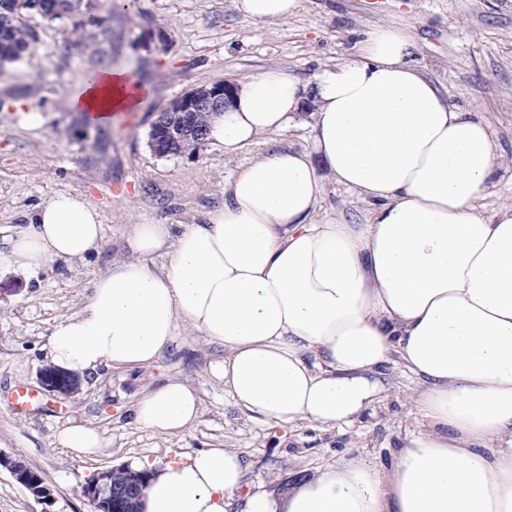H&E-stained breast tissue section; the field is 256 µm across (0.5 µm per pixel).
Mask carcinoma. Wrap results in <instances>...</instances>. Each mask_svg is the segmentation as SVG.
<instances>
[{
	"instance_id": "obj_1",
	"label": "carcinoma",
	"mask_w": 512,
	"mask_h": 512,
	"mask_svg": "<svg viewBox=\"0 0 512 512\" xmlns=\"http://www.w3.org/2000/svg\"><path fill=\"white\" fill-rule=\"evenodd\" d=\"M83 0H0V61H17L32 53L35 41L33 29L23 17L34 14L48 21L67 19L71 29L66 33V48L82 45L83 32L88 27L101 28L108 36L111 50L114 32L106 26L107 17L82 8ZM200 150L199 141L186 137L174 143L171 153L193 156Z\"/></svg>"
}]
</instances>
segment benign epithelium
I'll list each match as a JSON object with an SVG mask.
<instances>
[{
    "mask_svg": "<svg viewBox=\"0 0 512 512\" xmlns=\"http://www.w3.org/2000/svg\"><path fill=\"white\" fill-rule=\"evenodd\" d=\"M235 84L220 80L198 86L172 101L158 113L153 125L164 128L168 134L183 132L195 136L200 142L207 134L194 121L198 112L218 113L231 99ZM9 471L13 479L24 487L33 498L43 504L51 497L42 477L20 460L0 453V469ZM120 468L112 467L97 472L85 484L82 493L93 505L94 512H141L144 495L142 486L119 480Z\"/></svg>",
    "mask_w": 512,
    "mask_h": 512,
    "instance_id": "7a95c632",
    "label": "benign epithelium"
}]
</instances>
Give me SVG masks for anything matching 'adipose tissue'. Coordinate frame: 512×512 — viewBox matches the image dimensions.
<instances>
[{
	"instance_id": "obj_1",
	"label": "adipose tissue",
	"mask_w": 512,
	"mask_h": 512,
	"mask_svg": "<svg viewBox=\"0 0 512 512\" xmlns=\"http://www.w3.org/2000/svg\"><path fill=\"white\" fill-rule=\"evenodd\" d=\"M410 34L370 30L360 52L307 85L273 68L239 81L209 138L234 152L285 131L316 104L313 151L268 144L224 187L205 223L172 234L134 224L129 261L97 277L54 327L52 363L82 375L152 364L189 324L224 348L212 369L233 404L276 425L352 426L387 390L399 358L421 386L391 468L317 472L287 498L245 487L233 448L154 468L143 512H512V208L488 218L496 153L489 128L454 109L412 61ZM149 89L115 68L84 79L71 108L93 125L140 111ZM374 200L362 223L317 213L325 175ZM96 209L58 193L0 252L35 271L87 261L104 240ZM171 245L166 270L144 262ZM200 397L172 379L136 404L144 429L176 435ZM75 458L103 453L95 429L57 434Z\"/></svg>"
}]
</instances>
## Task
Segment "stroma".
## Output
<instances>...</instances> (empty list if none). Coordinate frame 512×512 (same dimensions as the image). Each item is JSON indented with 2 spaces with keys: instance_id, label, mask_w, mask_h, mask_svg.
Listing matches in <instances>:
<instances>
[{
  "instance_id": "1",
  "label": "stroma",
  "mask_w": 512,
  "mask_h": 512,
  "mask_svg": "<svg viewBox=\"0 0 512 512\" xmlns=\"http://www.w3.org/2000/svg\"><path fill=\"white\" fill-rule=\"evenodd\" d=\"M89 6L124 31L126 53H111L98 31L84 48L65 50L69 21L33 16L32 56L0 67V251L56 193L83 197L105 226L101 249L89 261L51 263L34 273L0 268V453L38 471L53 495L50 504L38 503L2 469L0 512H93L82 487L95 473L134 461L156 467L211 447L238 449L247 482L279 496L328 465L390 464L395 447L419 426L410 413L417 382L398 361L385 367L384 397L353 426L288 428L232 404L211 373L223 347L188 325H180L175 344L149 367L75 375L68 395L41 382L56 371L49 335L80 310L97 276L127 259L130 225L202 223L223 202L227 182L258 152L250 146L228 154L209 143L192 157L157 156L148 146L155 113L193 87L236 83L270 68L313 81L356 54L361 33L375 26L406 28L423 73L452 105L488 123L496 172L477 206L488 217L512 206V0H300L293 15L263 23L242 16L234 0H136L127 9L90 0ZM121 66L136 69L151 87L142 111L101 127L71 110L87 72ZM31 112L37 122L28 121ZM372 207L326 177L321 213L359 222ZM171 377L196 388L198 420L176 436L138 427L137 401ZM21 386L35 399L18 413L11 399ZM73 422L97 428L109 443L106 452L76 459L60 447L58 432Z\"/></svg>"
}]
</instances>
